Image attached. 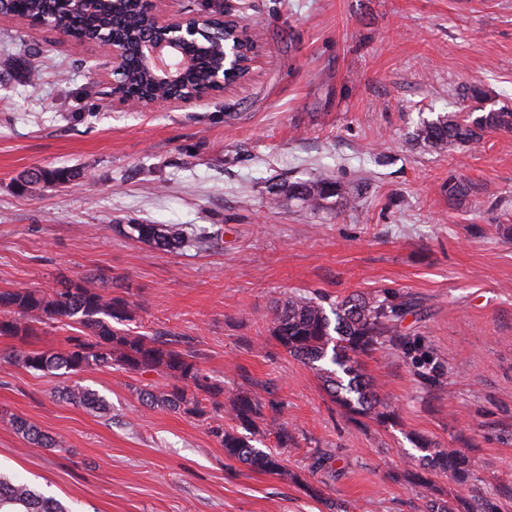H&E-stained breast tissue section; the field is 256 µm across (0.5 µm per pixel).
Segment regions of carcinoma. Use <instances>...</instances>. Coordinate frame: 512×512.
<instances>
[{
	"label": "carcinoma",
	"mask_w": 512,
	"mask_h": 512,
	"mask_svg": "<svg viewBox=\"0 0 512 512\" xmlns=\"http://www.w3.org/2000/svg\"><path fill=\"white\" fill-rule=\"evenodd\" d=\"M6 14L26 18H47L53 29L72 39L96 36V18L78 8H69L59 0H0ZM105 16L109 37L123 42L134 52L137 41L147 34L150 24L134 0H112L99 6ZM209 66L206 56H199L197 70L187 78V86L203 85ZM469 104L457 112L424 120L413 132L414 140L437 151L450 147L477 145L492 132L512 133V109L507 106L486 108L487 92L479 86L469 87ZM81 172L67 167H34L26 171L27 185L54 187L72 181ZM288 196L317 209L331 197L349 199L341 182L321 178L310 182H293L287 186ZM125 237L156 248L173 251L192 247L209 249L219 238V232L205 229L187 233L164 224H120ZM414 310L412 302L392 290H383L374 297L350 296L325 308L322 300L308 294L288 296L273 310L271 335L290 355L316 367L327 390L336 402L353 417L386 420L389 412L378 410L375 385L361 369L360 357L390 346L411 352L410 339L399 334L403 319ZM134 304L120 296L105 295L97 287L93 275L65 282L58 287L0 290V336L24 342L39 333L40 326L67 322L81 327V334L67 338L59 352L16 348L8 355V363L33 372L65 370L75 373L90 367L118 366L130 373L155 372L165 377L167 384L158 394L146 392L142 402L147 406L163 405L190 418L213 419L211 432L224 448L226 459L271 475L284 472L282 455L294 444L288 428L274 431L279 451L261 447L266 432L260 430L263 404L252 391L241 390L228 402L219 401L224 385L209 379L199 368L195 354L180 347L176 336H144L122 327L131 320ZM329 364L325 368L321 363ZM68 400L84 405L105 407L104 400L89 388L66 389ZM226 411L238 423L226 428L215 416ZM15 429L28 443L40 448H57V441L45 436L34 425L17 419ZM243 432H238V429ZM423 452L420 461L452 473L462 486L470 480L467 458L454 448L445 452L432 450V443L414 440ZM0 512H65L54 498L44 496L27 483L0 475Z\"/></svg>",
	"instance_id": "cac0c4a2"
}]
</instances>
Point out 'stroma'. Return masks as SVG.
Listing matches in <instances>:
<instances>
[{
  "mask_svg": "<svg viewBox=\"0 0 512 512\" xmlns=\"http://www.w3.org/2000/svg\"><path fill=\"white\" fill-rule=\"evenodd\" d=\"M262 57L248 78L198 105H113L104 50L0 17V290L98 275L134 303L135 331L182 337L225 395L258 384L265 420L287 427L288 477L225 459L208 422L146 407L157 373L63 375L5 363L0 337V472L70 512H455L481 498L512 512V133L437 152L413 140L423 118L458 111L466 87L512 107V0H240ZM38 52L40 76L10 73L11 40ZM82 178L25 189L33 167ZM330 177L355 205L318 211L281 183ZM468 185L465 202L449 179ZM131 221L220 231L177 252L118 233ZM390 289L416 303L398 352L363 357L391 419L350 421L320 374L273 339L272 307L314 291L337 301ZM435 371L439 384L423 385ZM79 385L107 403L66 399ZM23 419L59 441L22 438ZM468 457L472 479L408 483L414 437ZM331 467L309 472L311 455ZM319 487L313 495L311 487Z\"/></svg>",
  "mask_w": 512,
  "mask_h": 512,
  "instance_id": "obj_1",
  "label": "stroma"
}]
</instances>
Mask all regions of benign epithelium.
Here are the masks:
<instances>
[{
	"label": "benign epithelium",
	"instance_id": "1",
	"mask_svg": "<svg viewBox=\"0 0 512 512\" xmlns=\"http://www.w3.org/2000/svg\"><path fill=\"white\" fill-rule=\"evenodd\" d=\"M165 0H146L149 14L158 37L144 41L138 48L142 67L149 78L158 84H171L180 81L192 68V52L199 49L207 53L212 65L210 82L213 89L199 95L155 98L134 102L129 96L112 91V102L128 109L190 107L196 103L222 94L236 85L231 77L243 67L252 68L257 59L246 61L241 57L242 45L257 43L254 26L235 19L238 34L228 42L215 39L208 28L212 22L225 23L232 19L236 8L234 0H224L213 10L197 15L185 16L179 12L161 8ZM97 45L103 47L111 60L112 73L119 74L126 65V49L99 35Z\"/></svg>",
	"mask_w": 512,
	"mask_h": 512
}]
</instances>
